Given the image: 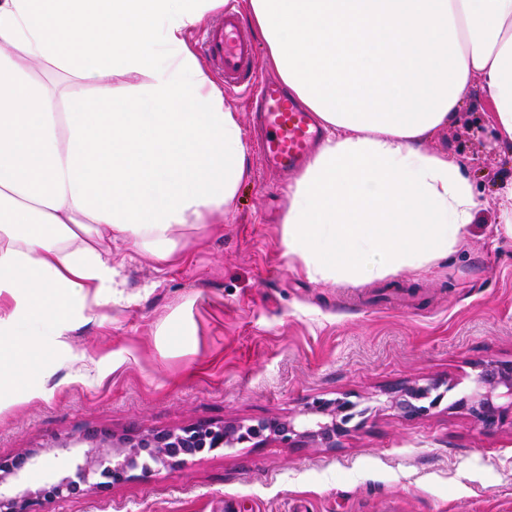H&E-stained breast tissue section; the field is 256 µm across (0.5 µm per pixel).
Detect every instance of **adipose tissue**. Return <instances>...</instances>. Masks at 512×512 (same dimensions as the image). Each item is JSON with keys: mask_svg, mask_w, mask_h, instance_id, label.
Wrapping results in <instances>:
<instances>
[{"mask_svg": "<svg viewBox=\"0 0 512 512\" xmlns=\"http://www.w3.org/2000/svg\"><path fill=\"white\" fill-rule=\"evenodd\" d=\"M238 2L327 132L290 188L288 255L353 284L450 255L481 202L421 144L478 86L512 146V0ZM223 5L0 0V390L120 299L113 242L170 266L233 209L250 143L189 40Z\"/></svg>", "mask_w": 512, "mask_h": 512, "instance_id": "ef3b65f1", "label": "adipose tissue"}]
</instances>
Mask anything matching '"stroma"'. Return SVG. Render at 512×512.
I'll return each mask as SVG.
<instances>
[{
	"label": "stroma",
	"instance_id": "stroma-1",
	"mask_svg": "<svg viewBox=\"0 0 512 512\" xmlns=\"http://www.w3.org/2000/svg\"><path fill=\"white\" fill-rule=\"evenodd\" d=\"M473 92L428 136L465 165L482 202L454 253L359 284L310 280L283 243L293 175L251 153L234 210L160 267L118 242L125 301L95 308L41 363L29 399L0 413V457L92 429L132 434L285 419L316 399L369 406L338 448L252 441L45 512H512V428L484 433L438 409L376 408L391 388L472 387L479 362L512 360V237L498 187L512 148ZM188 342H180V331Z\"/></svg>",
	"mask_w": 512,
	"mask_h": 512
}]
</instances>
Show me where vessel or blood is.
<instances>
[{
	"instance_id": "1",
	"label": "vessel or blood",
	"mask_w": 512,
	"mask_h": 512,
	"mask_svg": "<svg viewBox=\"0 0 512 512\" xmlns=\"http://www.w3.org/2000/svg\"><path fill=\"white\" fill-rule=\"evenodd\" d=\"M201 51L223 70L225 82L255 93L264 164L286 173L297 171L319 137L316 117L300 107L281 85L256 84L254 47L232 11L220 16L202 41Z\"/></svg>"
}]
</instances>
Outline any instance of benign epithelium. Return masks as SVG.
I'll return each mask as SVG.
<instances>
[{
    "instance_id": "benign-epithelium-1",
    "label": "benign epithelium",
    "mask_w": 512,
    "mask_h": 512,
    "mask_svg": "<svg viewBox=\"0 0 512 512\" xmlns=\"http://www.w3.org/2000/svg\"><path fill=\"white\" fill-rule=\"evenodd\" d=\"M439 381L413 383L385 392L380 406L405 418L427 416L445 398ZM467 414L481 430L491 432L512 425V361L487 360L478 364L472 391L448 405ZM373 410L346 397L315 400L296 417L266 419L255 424L227 422L198 423L178 430L146 431L137 435H117L108 430H92L59 448L85 443V462L68 472L52 471L37 489L24 485L23 475L39 463L41 450L30 449L13 457H0V512H41L43 502L64 501L87 496L95 490L131 479L130 472H152V465L178 466L185 458L204 451L235 448L253 440H278L288 445L310 443L317 448H337L351 431L350 423L364 419ZM100 481L94 482L92 478Z\"/></svg>"
}]
</instances>
